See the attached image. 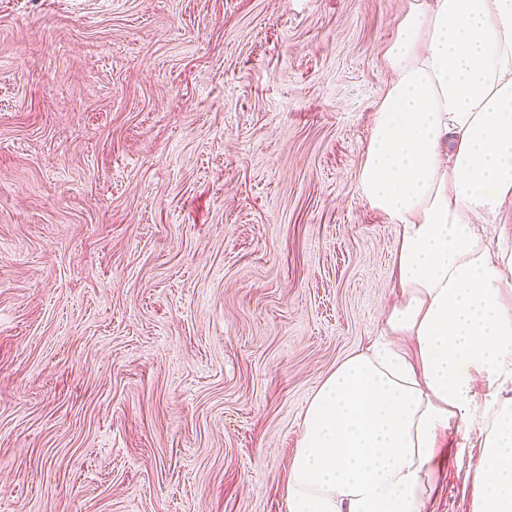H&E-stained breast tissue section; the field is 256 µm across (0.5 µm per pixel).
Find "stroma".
<instances>
[{
    "mask_svg": "<svg viewBox=\"0 0 512 512\" xmlns=\"http://www.w3.org/2000/svg\"><path fill=\"white\" fill-rule=\"evenodd\" d=\"M411 0H0V512H287L382 335L356 174ZM480 422L427 512H476Z\"/></svg>",
    "mask_w": 512,
    "mask_h": 512,
    "instance_id": "1",
    "label": "stroma"
}]
</instances>
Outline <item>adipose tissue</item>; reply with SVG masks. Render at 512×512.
I'll return each instance as SVG.
<instances>
[{
    "label": "adipose tissue",
    "instance_id": "adipose-tissue-1",
    "mask_svg": "<svg viewBox=\"0 0 512 512\" xmlns=\"http://www.w3.org/2000/svg\"><path fill=\"white\" fill-rule=\"evenodd\" d=\"M357 173L399 226L384 338L310 399L288 512H426L437 443L471 423L481 374L512 376V0H413L384 53ZM478 512H512V398L485 415Z\"/></svg>",
    "mask_w": 512,
    "mask_h": 512
}]
</instances>
